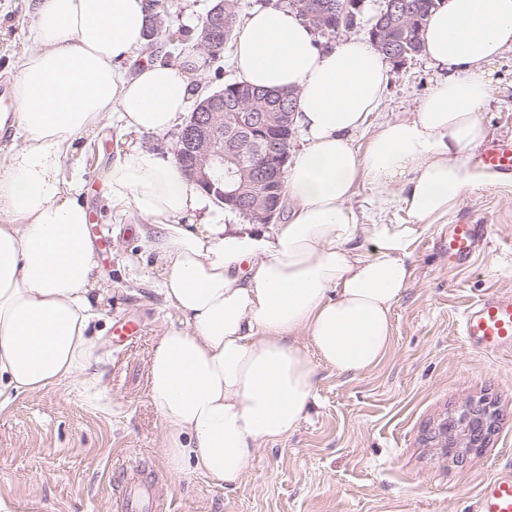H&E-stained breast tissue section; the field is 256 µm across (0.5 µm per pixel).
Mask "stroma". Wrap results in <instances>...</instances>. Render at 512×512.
I'll use <instances>...</instances> for the list:
<instances>
[{
  "mask_svg": "<svg viewBox=\"0 0 512 512\" xmlns=\"http://www.w3.org/2000/svg\"><path fill=\"white\" fill-rule=\"evenodd\" d=\"M27 0H0V79L15 80V61L30 46ZM494 99L483 120L490 139L512 137V52L492 64ZM423 55L391 65L374 122L405 117L445 79ZM101 122L63 163L80 168L102 278L110 290L98 323L100 359L93 386L63 384L0 404V497L14 512H116L123 457L157 476L169 512H468L481 484L512 467V353L486 356L464 344L462 311L495 290L512 292V193L468 192L455 223L480 224L488 245L469 268L448 266V227L434 225L417 244L414 278L391 311V343L359 375L317 368L318 405L280 444L255 452L235 488L197 473L168 470L164 422L148 396L147 359L179 314L158 294L154 265L130 273L141 250L139 215H116L101 196L98 169L122 148ZM139 320L141 333L112 344V320ZM494 400L502 414L487 448L463 462L431 441L429 431L468 399Z\"/></svg>",
  "mask_w": 512,
  "mask_h": 512,
  "instance_id": "stroma-1",
  "label": "stroma"
}]
</instances>
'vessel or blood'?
Returning a JSON list of instances; mask_svg holds the SVG:
<instances>
[{"label":"vessel or blood","mask_w":512,"mask_h":512,"mask_svg":"<svg viewBox=\"0 0 512 512\" xmlns=\"http://www.w3.org/2000/svg\"><path fill=\"white\" fill-rule=\"evenodd\" d=\"M483 164L512 175V141L492 143L480 156ZM485 243L480 225L456 224L448 234V251L459 262L479 254ZM465 344L487 355L512 352V292H496L466 307L459 323ZM121 512H167L158 493L132 481L119 504ZM473 512H512V467L503 468L480 488Z\"/></svg>","instance_id":"vessel-or-blood-1"}]
</instances>
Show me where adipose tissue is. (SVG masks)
<instances>
[{
    "label": "adipose tissue",
    "instance_id": "obj_1",
    "mask_svg": "<svg viewBox=\"0 0 512 512\" xmlns=\"http://www.w3.org/2000/svg\"><path fill=\"white\" fill-rule=\"evenodd\" d=\"M144 6L30 0L18 110L0 114V143L14 144L0 153V403L91 381L99 262L85 180L60 174L76 141L106 118L127 134L164 133L196 97L194 51L139 64ZM510 50L512 0H445L426 21L422 53L447 79L408 117L374 126L389 80L381 52L325 43L270 0L245 15L232 63L250 85L297 95L303 146L282 223H195L206 206L198 184L136 144L99 168L109 206L145 217L140 240L161 270L159 291L184 319L147 364L169 470L237 485L257 448L287 439L316 404L317 363L357 375L382 358L417 242L466 192L512 184L471 161L488 136L480 114L493 98L490 66ZM388 212L406 219L385 222Z\"/></svg>",
    "mask_w": 512,
    "mask_h": 512
}]
</instances>
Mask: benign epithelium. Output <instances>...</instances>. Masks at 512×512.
<instances>
[{
	"mask_svg": "<svg viewBox=\"0 0 512 512\" xmlns=\"http://www.w3.org/2000/svg\"><path fill=\"white\" fill-rule=\"evenodd\" d=\"M224 27V10L217 8L206 14L199 29V45H209L216 32ZM210 108L205 113H193V119L185 125L178 136L176 146L182 147L184 160L181 170L190 179L234 208L242 207L237 193L225 190L224 159L238 156L243 152L244 140L236 137L221 138L224 127V101L219 96L206 99L201 108ZM294 113L269 112L256 117L258 125L269 124L276 128H292ZM288 156L264 160L256 171L259 180L277 188V180L283 173ZM276 202L257 201L248 207L249 217L255 224H271L276 218ZM499 414L495 404L486 398L471 400L448 414L432 439L439 440L441 447L454 452L455 458H462L485 447L497 432Z\"/></svg>",
	"mask_w": 512,
	"mask_h": 512,
	"instance_id": "benign-epithelium-1",
	"label": "benign epithelium"
}]
</instances>
